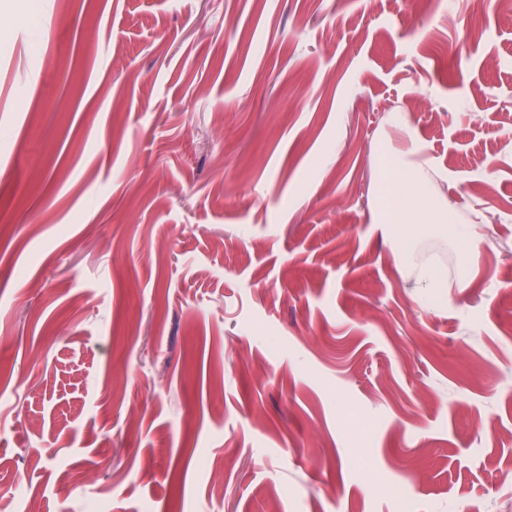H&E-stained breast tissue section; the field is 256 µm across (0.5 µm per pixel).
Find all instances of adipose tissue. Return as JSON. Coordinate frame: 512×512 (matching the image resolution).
<instances>
[{
    "mask_svg": "<svg viewBox=\"0 0 512 512\" xmlns=\"http://www.w3.org/2000/svg\"><path fill=\"white\" fill-rule=\"evenodd\" d=\"M383 164L392 173L390 179L375 178L373 188L385 204L374 213L378 224L390 225L396 239V254L404 279L431 295L447 287L448 274L442 268L421 262L414 248L418 224H447L454 235L464 241L470 251H477L478 239L469 225L457 223L452 207L434 194V166L430 160L413 152L391 146L379 152Z\"/></svg>",
    "mask_w": 512,
    "mask_h": 512,
    "instance_id": "ef3b65f1",
    "label": "adipose tissue"
}]
</instances>
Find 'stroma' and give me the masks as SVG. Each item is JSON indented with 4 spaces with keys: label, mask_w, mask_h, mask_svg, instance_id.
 I'll list each match as a JSON object with an SVG mask.
<instances>
[{
    "label": "stroma",
    "mask_w": 512,
    "mask_h": 512,
    "mask_svg": "<svg viewBox=\"0 0 512 512\" xmlns=\"http://www.w3.org/2000/svg\"><path fill=\"white\" fill-rule=\"evenodd\" d=\"M497 2L0 0V512H512ZM408 137L483 242L436 298ZM378 156L383 158V165L390 168L392 177L386 182L379 172L375 177L374 191L383 196L385 204L383 209L374 211V223L391 224L402 277L423 288L426 295H433L437 288L448 287V272L418 259L412 224H450L448 227L454 235L464 241L475 256L478 239L468 224H456L455 210L435 196V167L429 159L415 157L413 152L396 149L390 144L380 150Z\"/></svg>",
    "instance_id": "stroma-1"
}]
</instances>
